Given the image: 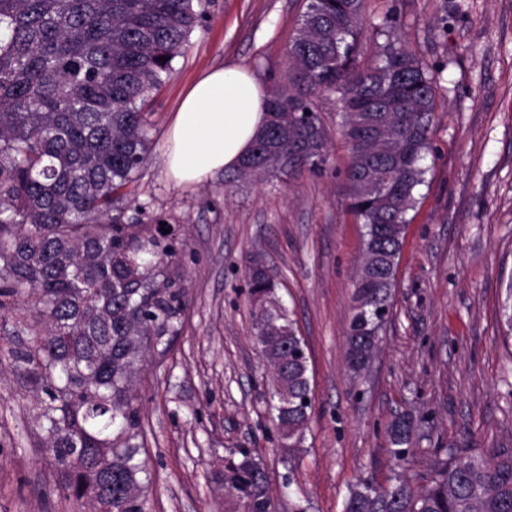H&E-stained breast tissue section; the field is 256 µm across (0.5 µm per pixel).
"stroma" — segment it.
I'll list each match as a JSON object with an SVG mask.
<instances>
[{
    "instance_id": "1",
    "label": "stroma",
    "mask_w": 512,
    "mask_h": 512,
    "mask_svg": "<svg viewBox=\"0 0 512 512\" xmlns=\"http://www.w3.org/2000/svg\"><path fill=\"white\" fill-rule=\"evenodd\" d=\"M304 0H212L203 27L151 103L152 145L134 185L142 222L170 224V267L187 304L167 345L132 378L148 512H243L225 491L224 460L249 448L266 470L275 512H343L352 488L389 484L387 429L409 416L411 472L429 474L438 449L512 451V346L502 305L512 286V0H370L361 63L392 36L440 72L425 182L407 214L392 305L366 374L345 357L346 322L364 226L348 209V147L336 97L317 104L329 132L321 175L199 185L172 180L168 126L202 72L243 67L265 92L288 82V47ZM278 285L309 356L313 416L299 447L284 448L270 409L272 374L253 337L247 271ZM22 296L0 318V512H90L59 493L12 350L27 342ZM291 488H284L285 479Z\"/></svg>"
}]
</instances>
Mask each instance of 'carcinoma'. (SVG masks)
<instances>
[{"label": "carcinoma", "instance_id": "1", "mask_svg": "<svg viewBox=\"0 0 512 512\" xmlns=\"http://www.w3.org/2000/svg\"><path fill=\"white\" fill-rule=\"evenodd\" d=\"M208 0H0V314L37 296L29 345L14 352L41 389L36 421L58 469L59 491L94 512H147L149 481L135 443L140 408L130 378L146 348L175 333L184 291L177 254L158 224L120 205L148 159L147 106L203 26ZM365 0H307L288 49V87L273 91L250 153L225 186L317 173L327 132L315 98L335 94L349 159V208L377 252L399 257L407 213L424 182L437 77L406 44L389 43L359 65ZM167 61H161V58ZM396 269L368 299L355 289L346 357L388 314ZM263 291L256 329L267 361H284L291 402L270 395L276 426L298 447L312 414L306 343L295 321ZM394 464L387 487L358 484L344 512H512V454L451 450L428 484L406 475L412 428H388ZM224 489L243 507L273 512L262 467H224Z\"/></svg>", "mask_w": 512, "mask_h": 512}]
</instances>
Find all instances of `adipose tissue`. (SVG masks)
<instances>
[{"mask_svg":"<svg viewBox=\"0 0 512 512\" xmlns=\"http://www.w3.org/2000/svg\"><path fill=\"white\" fill-rule=\"evenodd\" d=\"M267 96L240 67L215 68L183 96L170 124L165 162L179 184L238 167L266 119Z\"/></svg>","mask_w":512,"mask_h":512,"instance_id":"1","label":"adipose tissue"}]
</instances>
